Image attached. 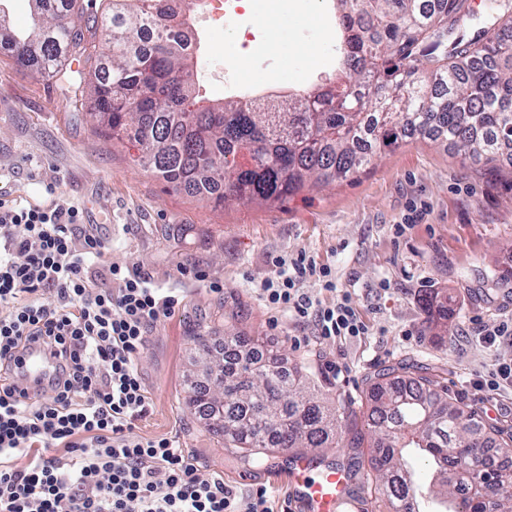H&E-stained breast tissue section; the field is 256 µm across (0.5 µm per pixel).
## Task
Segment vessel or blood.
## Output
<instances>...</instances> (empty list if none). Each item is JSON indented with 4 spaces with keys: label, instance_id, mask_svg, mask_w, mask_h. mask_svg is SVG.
<instances>
[{
    "label": "vessel or blood",
    "instance_id": "b4317fda",
    "mask_svg": "<svg viewBox=\"0 0 512 512\" xmlns=\"http://www.w3.org/2000/svg\"><path fill=\"white\" fill-rule=\"evenodd\" d=\"M50 358L42 352H32L24 360L22 369L26 379L41 378L49 369ZM292 493L304 512H339L349 501V479L345 469L329 466L313 470L307 460L301 459L291 469Z\"/></svg>",
    "mask_w": 512,
    "mask_h": 512
}]
</instances>
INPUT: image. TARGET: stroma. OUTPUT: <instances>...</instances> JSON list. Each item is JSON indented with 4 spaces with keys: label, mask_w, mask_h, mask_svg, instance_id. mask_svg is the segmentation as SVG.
<instances>
[{
    "label": "stroma",
    "mask_w": 512,
    "mask_h": 512,
    "mask_svg": "<svg viewBox=\"0 0 512 512\" xmlns=\"http://www.w3.org/2000/svg\"><path fill=\"white\" fill-rule=\"evenodd\" d=\"M241 5L242 16L206 8L195 21L203 39L198 76L209 98L238 94L241 81L261 98L334 75L336 36L323 23L329 0ZM258 13L267 24L238 62L225 54L224 38L239 36ZM136 153L128 141L97 134L86 110H74L54 82L0 46V193L25 205L82 206L86 224L111 239L112 261L179 297L136 357L149 407L134 436L170 438L199 476H223L241 496L266 489L273 512H301L290 495V452L244 463L190 401L185 371L194 336L215 346L228 330L303 366L328 391V406L341 402L363 415L375 374L404 364L434 375L493 429L512 433V391L489 401L473 386L499 359L512 358V336L493 346L477 337L481 326L512 321V164L465 161L418 135L352 179L273 204L216 207L145 173ZM301 253L331 268L366 335L322 344L312 328L260 300V283L275 275L272 258ZM214 281L221 293L210 291ZM428 292L451 300L447 324L428 320L420 304Z\"/></svg>",
    "instance_id": "stroma-1"
}]
</instances>
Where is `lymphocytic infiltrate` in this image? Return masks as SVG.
Masks as SVG:
<instances>
[{
  "label": "lymphocytic infiltrate",
  "mask_w": 512,
  "mask_h": 512,
  "mask_svg": "<svg viewBox=\"0 0 512 512\" xmlns=\"http://www.w3.org/2000/svg\"><path fill=\"white\" fill-rule=\"evenodd\" d=\"M83 224L75 205L0 199V512H272L266 490L240 497L172 440L132 436L148 408L136 355L179 299L109 262L111 242ZM272 263L269 306L322 341L365 334L350 295L325 306L302 291L312 278L335 290L330 269L304 255ZM33 342L52 357L46 397L17 387Z\"/></svg>",
  "instance_id": "f902f5d3"
}]
</instances>
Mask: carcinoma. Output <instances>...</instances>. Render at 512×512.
Wrapping results in <instances>:
<instances>
[{"label": "carcinoma", "mask_w": 512, "mask_h": 512, "mask_svg": "<svg viewBox=\"0 0 512 512\" xmlns=\"http://www.w3.org/2000/svg\"><path fill=\"white\" fill-rule=\"evenodd\" d=\"M34 2L31 30L9 35L16 62L54 80L74 105L91 100L101 133L135 142L138 164L216 206L276 203L346 180L417 133L475 162L512 158V0H488L470 39L467 0H331L338 74L288 112L242 99L199 105L195 26L169 0H103L104 12L83 28L72 19L76 0ZM70 57L87 76L65 67ZM244 142L256 147L249 164L239 156ZM193 341L205 372L216 364L224 375V403L204 393L198 411L246 463L288 448L315 461L333 427L354 421L319 403L302 368L282 372L278 356L257 345V362L229 363L243 336L226 334L216 353L203 337ZM368 403L366 431L349 428L344 447L370 438L362 477L380 485L387 512H512V466L489 458L483 421L448 389L384 369ZM413 456L429 462L423 482Z\"/></svg>", "instance_id": "obj_1"}]
</instances>
